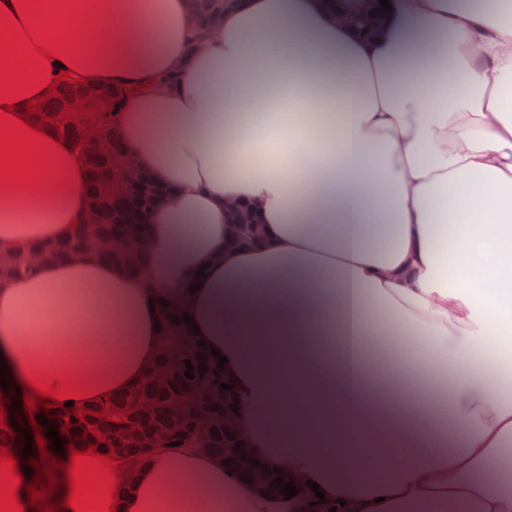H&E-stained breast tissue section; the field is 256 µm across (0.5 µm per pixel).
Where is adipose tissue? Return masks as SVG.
Instances as JSON below:
<instances>
[{
	"label": "adipose tissue",
	"mask_w": 512,
	"mask_h": 512,
	"mask_svg": "<svg viewBox=\"0 0 512 512\" xmlns=\"http://www.w3.org/2000/svg\"><path fill=\"white\" fill-rule=\"evenodd\" d=\"M390 2L368 37L376 0H235L194 50L187 0L157 15L42 0L38 34L84 20L47 82L126 90L124 147L164 195L141 276L84 255L0 282L7 378L129 391L157 359L149 304L167 294L226 356L249 450L301 481L274 499L211 453L163 450L116 460V512H305L313 482L337 512H512V0ZM32 81L0 54V110L22 118ZM52 151L47 185L0 181V252L83 218L80 155L63 138ZM229 199L265 224L263 246L225 250ZM385 357L408 401L398 428L361 393ZM68 466L46 450L17 503L34 484L60 506Z\"/></svg>",
	"instance_id": "ef3b65f1"
}]
</instances>
